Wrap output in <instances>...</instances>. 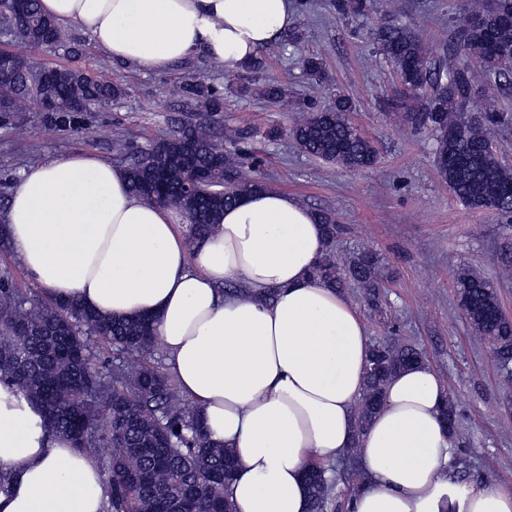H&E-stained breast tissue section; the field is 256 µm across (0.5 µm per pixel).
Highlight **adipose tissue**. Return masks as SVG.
<instances>
[{
    "label": "adipose tissue",
    "instance_id": "obj_1",
    "mask_svg": "<svg viewBox=\"0 0 512 512\" xmlns=\"http://www.w3.org/2000/svg\"><path fill=\"white\" fill-rule=\"evenodd\" d=\"M140 72L204 55L234 71L292 25V0H39ZM185 217L135 196L124 168L90 153L24 169L5 233L45 296L150 318L167 371L212 442L234 450L237 512H309L305 472L359 449L348 512H512V490L455 483L448 398L426 364L388 382L364 433L370 343L362 316L313 270L324 225L273 189L225 208L189 247ZM37 407L0 384V512H106L95 456L48 437Z\"/></svg>",
    "mask_w": 512,
    "mask_h": 512
}]
</instances>
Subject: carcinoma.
<instances>
[{"instance_id": "obj_1", "label": "carcinoma", "mask_w": 512, "mask_h": 512, "mask_svg": "<svg viewBox=\"0 0 512 512\" xmlns=\"http://www.w3.org/2000/svg\"><path fill=\"white\" fill-rule=\"evenodd\" d=\"M14 9L0 0V18L18 41L33 48L45 40L71 52L72 38L39 9L38 0H21ZM504 15L487 12L485 0H471L465 16L484 18L475 27L461 22L452 50L436 57L423 38L405 25L382 26L377 39L384 58L397 71L409 98L397 103L415 127L436 134V163L454 196L476 210H490L512 222V169L501 164L493 147L496 132L512 125V113L489 99L484 108L468 110L488 83L512 85V0H504ZM45 67L16 57L11 69L0 72V100L36 104L26 85ZM187 96L209 112H218L217 91L188 82ZM39 93L58 100L59 122L70 120L67 101L82 99L94 106L112 101L122 88L103 74L84 76L65 67L51 71ZM352 103L337 98L325 109L301 102L291 135L306 153L351 169L377 161L373 142L349 123ZM194 140V159L226 191L204 184L192 196L182 192L186 172L176 162L184 150L182 136H172L149 155L131 162L126 171L132 191L143 201L181 209L193 221L189 246L219 228L224 208L263 187L244 179L238 163L212 142L209 125L199 122L184 130ZM160 168L167 180L161 202L150 192L152 171ZM380 260L371 250L358 249L340 263L327 250L314 268L316 279L335 289L348 284L364 290L376 308ZM459 307L475 333L489 341L501 369L512 372V320L500 314L496 285L470 268L455 273ZM156 338L143 318L115 319L100 315L77 301L59 303L26 296L8 276L0 278V384L14 388L42 413L44 432L63 436L83 450L104 448L102 466L110 474L106 512H236L229 499L235 479L233 450L211 442L197 408L179 396L168 376L153 363ZM105 347L118 364L109 374L94 360ZM369 365L357 415L363 433L380 408L390 375L426 360L417 347L402 342L370 344ZM329 468L308 467L310 512H325L331 501Z\"/></svg>"}]
</instances>
